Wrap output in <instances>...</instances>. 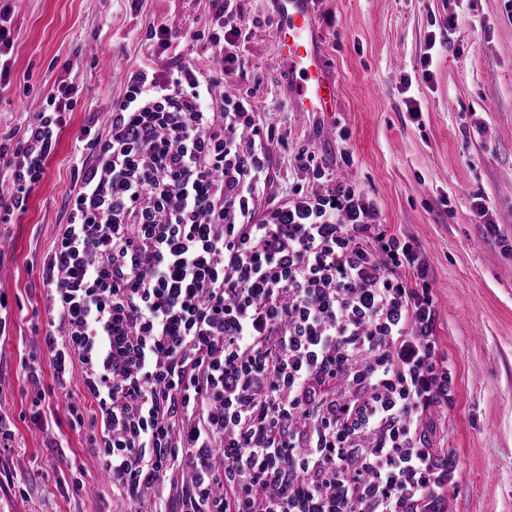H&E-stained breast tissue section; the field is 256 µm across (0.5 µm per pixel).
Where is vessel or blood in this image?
<instances>
[{"label": "vessel or blood", "mask_w": 512, "mask_h": 512, "mask_svg": "<svg viewBox=\"0 0 512 512\" xmlns=\"http://www.w3.org/2000/svg\"><path fill=\"white\" fill-rule=\"evenodd\" d=\"M277 38L293 92V111L307 116L332 110L336 81L326 69L313 21L312 0H277Z\"/></svg>", "instance_id": "b4317fda"}]
</instances>
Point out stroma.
I'll return each instance as SVG.
<instances>
[{
	"label": "stroma",
	"mask_w": 512,
	"mask_h": 512,
	"mask_svg": "<svg viewBox=\"0 0 512 512\" xmlns=\"http://www.w3.org/2000/svg\"><path fill=\"white\" fill-rule=\"evenodd\" d=\"M14 35L13 80L0 88V130L27 125L60 81L73 86L54 157L30 209L0 223V294L15 326L0 337V413L18 432L8 465L28 498L0 488V512H120L68 397L45 383L43 425L28 419L33 389L20 365L43 353L50 301L40 257L57 240L74 184L78 137L88 119L106 125L142 65L220 69L224 47L192 43L212 18L209 0H0ZM248 35L213 91L250 94L270 128L269 197L305 183L295 157L355 183L376 223L414 242L431 271L436 334L452 362L455 402L440 414L438 447L458 451L455 512H512V0H314L324 61L336 80L330 120L292 111L277 44L275 0H238ZM164 25L185 43L158 54L148 29ZM432 54L430 79L422 58ZM352 164H345V155ZM498 224H479L475 203ZM59 447H51V440ZM80 471L83 497L49 494L45 475Z\"/></svg>",
	"instance_id": "1"
}]
</instances>
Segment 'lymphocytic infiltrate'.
<instances>
[{"label":"lymphocytic infiltrate","mask_w":512,"mask_h":512,"mask_svg":"<svg viewBox=\"0 0 512 512\" xmlns=\"http://www.w3.org/2000/svg\"><path fill=\"white\" fill-rule=\"evenodd\" d=\"M225 69L245 36L237 0H210ZM223 71L145 65L106 127L86 125L66 222L41 261L44 345L112 497L171 512H452L456 453L429 419L451 407L449 359L422 252L352 185L256 202L270 133L243 97L215 106ZM59 84L21 135L0 136L28 211L72 111ZM412 270L406 279L404 270Z\"/></svg>","instance_id":"1"}]
</instances>
